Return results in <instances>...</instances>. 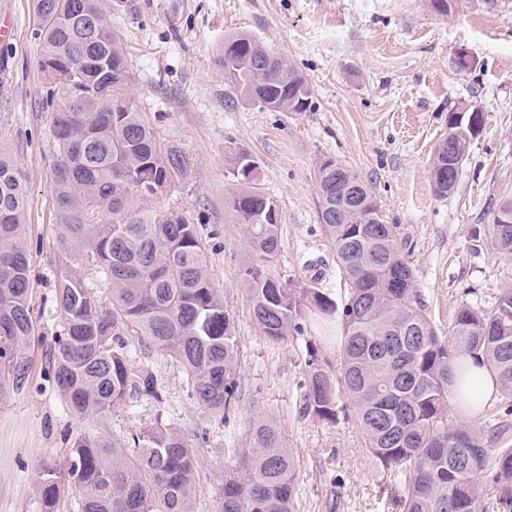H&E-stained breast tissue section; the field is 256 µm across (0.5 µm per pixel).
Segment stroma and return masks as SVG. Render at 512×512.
Masks as SVG:
<instances>
[{"label": "stroma", "instance_id": "obj_1", "mask_svg": "<svg viewBox=\"0 0 512 512\" xmlns=\"http://www.w3.org/2000/svg\"><path fill=\"white\" fill-rule=\"evenodd\" d=\"M121 38L142 112L162 143L193 162V179L162 199L189 216L206 246L208 267L239 336L240 400L229 417L203 413L175 360L137 353L164 396L130 400L104 416H80L57 390L49 366L62 332L55 303L65 258L54 202L56 160L51 115L42 106L43 76L32 36V0H8L18 19L12 42H0V148L22 172L29 199L25 243L32 271V333L26 386L0 370V512H77L62 492L45 508L37 468L67 467L81 435L123 440L164 425L182 433L200 461L194 512H219L224 475L258 416L282 429L300 462L299 512H400L401 487L368 454L353 410L336 420L299 412L306 347L338 336L340 321L306 327L270 343L254 322L243 271L255 264L241 227L224 205L233 188L227 156L244 151L259 164L282 227L281 250L268 271L281 281L307 279L341 299L336 254L319 220L314 171L333 157L372 190L389 224L407 241L422 302L442 335L463 303L491 305L512 288V255L472 238L512 196V0H106ZM244 30L286 57L305 76L312 106L274 112L244 101L214 64L226 35ZM469 66H460L459 52ZM482 110L452 194L435 195L434 148L448 114ZM449 421L481 429L492 447H512V393L479 413L449 406Z\"/></svg>", "mask_w": 512, "mask_h": 512}]
</instances>
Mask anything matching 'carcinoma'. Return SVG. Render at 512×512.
Instances as JSON below:
<instances>
[{"instance_id":"cac0c4a2","label":"carcinoma","mask_w":512,"mask_h":512,"mask_svg":"<svg viewBox=\"0 0 512 512\" xmlns=\"http://www.w3.org/2000/svg\"><path fill=\"white\" fill-rule=\"evenodd\" d=\"M33 15L43 106L52 113L60 237L76 249L55 285L64 323L51 361L57 389L79 415H103L138 397L162 400L154 375L132 357V339L182 366L203 412L226 416L238 403L234 319L210 278L197 225L154 204L188 183L194 164L161 143L141 112L104 0H33ZM215 64L244 100L275 112L311 106L302 72L247 32L224 37ZM476 136L465 124L448 127L434 163L466 154ZM257 170L249 154L234 153L236 188L225 198L259 259L245 269L253 320L274 343L337 314L343 321L340 371L309 354L300 412L333 421L346 394L369 453L404 487L403 512H512V448H491L481 431L448 423L457 353L486 362L512 390V288L491 307L460 305L446 340L421 302L397 225L385 223L367 184L334 158L320 161L314 179L344 300L336 304L316 277L284 284L265 270L280 252L281 225L267 218L271 197ZM27 213L21 171L0 151V367L18 389L30 374ZM494 214L502 221L489 225L490 242L512 255V197ZM87 266L112 284L109 304L94 295ZM240 454L241 469L224 479L220 512H297L299 460L280 428L254 421ZM197 472L192 445L174 429L123 442L88 434L75 440L67 474L40 467L38 490L49 508L65 479L78 493V512H193Z\"/></svg>"}]
</instances>
